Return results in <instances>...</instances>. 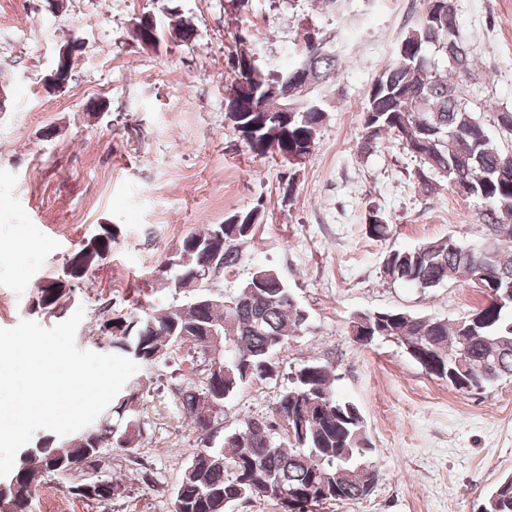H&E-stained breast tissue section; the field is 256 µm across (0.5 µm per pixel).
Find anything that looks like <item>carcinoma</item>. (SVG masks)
I'll return each mask as SVG.
<instances>
[{
    "label": "carcinoma",
    "mask_w": 512,
    "mask_h": 512,
    "mask_svg": "<svg viewBox=\"0 0 512 512\" xmlns=\"http://www.w3.org/2000/svg\"><path fill=\"white\" fill-rule=\"evenodd\" d=\"M440 3L434 21L419 20L401 40L403 55L373 83L364 111L373 123L363 124L362 149H372L383 132L401 131L399 139L415 145L419 159L417 184L433 191L437 176L447 183L465 178L471 195L488 204L480 213L486 241L497 252V260L486 265L477 254L464 252L465 245L452 237L424 242L409 249L389 252L386 265L396 280L423 289L439 287L454 276L473 280L478 269L487 272L482 282L488 304L454 325L440 318L415 316L403 310L361 313L351 321V330L365 336H391L429 375L448 381L459 391L481 389L504 378H512V304L507 285L512 283V149L475 132V113L462 97L459 80L472 71V59L457 21L455 0H424ZM250 50L238 41L228 57L234 82L239 85L242 60ZM336 70V57L316 51L310 58L314 82L329 79ZM289 72L262 70L260 111L248 96L236 103L237 123L244 132L263 138L274 131L288 165L301 166L313 154L309 144L319 134L325 113L308 112L288 119L280 111L282 101L272 91ZM242 223L209 224L185 236L169 260L164 273L173 287L191 285L193 271L214 270L212 262L230 269L241 259L242 248L254 239L264 212H241ZM367 232L384 239L390 227L371 211ZM115 232L102 225L69 260L70 276L88 275L98 257L112 248ZM249 301L239 302L247 287ZM37 306L46 313L62 307L65 288L57 280L38 287ZM300 305L280 274L259 267L234 293L217 306L196 300L140 314L135 307L126 317L111 318L99 326L112 353L152 366L174 346L187 345L200 365L210 352L221 355V364L231 370L218 378L207 375L188 380L178 388L182 415L195 433V451L184 466L171 496L170 512H234V507L256 498L275 501L268 487L283 486L291 492H310L312 506L331 501L357 500L370 495L362 467H371L372 451L364 417L353 403L339 399L335 376L325 364L299 367L290 385L279 395L276 406L298 416L303 434L290 440H274L266 419L253 418L221 439L202 434L208 418L220 419L226 402L253 379L276 375V358L289 341L305 330ZM465 353H460V350ZM143 384L135 382L116 395L92 426L96 446L79 431L65 440L47 439L35 452L18 458L0 489V512H31L33 498L49 476L67 479L66 491L77 498L112 500L121 488L114 479L103 480L93 492L85 489L82 475L66 473L73 460L103 453L105 449L135 442L144 412ZM485 512H512V477L499 481L485 495Z\"/></svg>",
    "instance_id": "obj_1"
}]
</instances>
